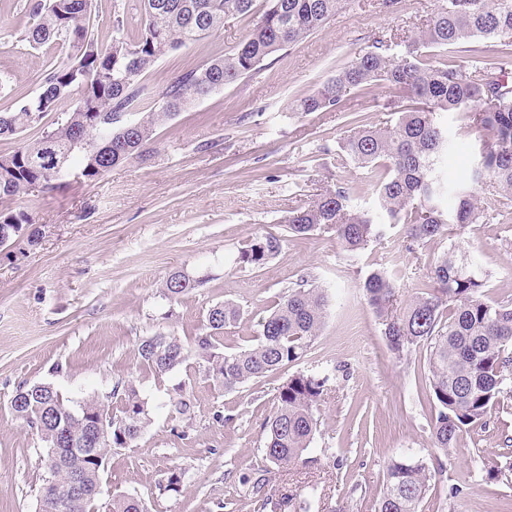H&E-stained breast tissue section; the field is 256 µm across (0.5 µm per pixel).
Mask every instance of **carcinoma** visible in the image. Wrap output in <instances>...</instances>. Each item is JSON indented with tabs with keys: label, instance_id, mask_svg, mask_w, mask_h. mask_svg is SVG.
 Segmentation results:
<instances>
[{
	"label": "carcinoma",
	"instance_id": "carcinoma-1",
	"mask_svg": "<svg viewBox=\"0 0 512 512\" xmlns=\"http://www.w3.org/2000/svg\"><path fill=\"white\" fill-rule=\"evenodd\" d=\"M345 0H143L140 17L114 10L112 41L103 47L89 30L92 0H28L33 22L11 34L12 45L39 49L62 42L70 54L47 73L40 91L14 111L0 113V138L17 136L37 124L31 115L57 114L55 126L31 143L0 155V225L33 223L31 215L7 202L44 191L62 179L33 161L53 151L61 168L92 181L112 166L150 157L156 129L180 112L242 78L256 73L283 47L321 28ZM252 19L245 40L228 54L189 71L164 89L142 80L173 50L188 47L224 26V19ZM135 34H130V31ZM475 39L497 44L489 55L467 67L451 58L426 53ZM379 41L336 70L311 95L295 101L304 114L340 112L344 135L337 157L342 166L365 172L373 183L376 209L352 203L341 183L324 189L289 211L285 223L298 235L330 230L349 254H359L395 224L408 225L411 241L423 244L452 236L484 218L512 223V0H441L425 26L404 40L399 57ZM385 85L413 102L394 106V122L379 126L369 116L345 111V98H369ZM76 103H71V100ZM462 112L484 135L475 181L499 195L500 207L488 214L476 188L448 183L441 164L448 157L443 114ZM282 239L257 236L238 252L237 263L263 268L281 249ZM490 274L473 268L450 249L429 268V285L399 306L395 280L379 270L362 283L388 350L402 360L413 348L429 349L430 389L434 405L431 438L443 454L461 433L486 422L493 406L512 398V300L483 299ZM204 280L182 270L169 275L162 294L178 300ZM328 299L325 289L303 279L289 288L258 323L256 342L224 350V333L241 318L240 306L224 301L211 306L205 332L186 344L174 334L145 336L137 344L139 367L161 378L184 369L187 377L205 373L226 391H234L299 361L321 333ZM330 380L326 373L297 371L277 390L265 424V460L278 468L297 464L317 429V413ZM188 382L175 385L170 399L175 417L192 420L194 403ZM10 409L43 442L44 466L52 470L54 502L45 511V488L36 512H147L142 500L117 494L100 503L101 473L118 448L131 447L151 424L147 401L133 382L123 385L119 405L90 397L74 409L51 382L16 387ZM112 426V435L88 442L96 425ZM487 478L512 481V461L483 462ZM437 471L423 461L393 460L373 512H421ZM79 477L84 498L73 500Z\"/></svg>",
	"mask_w": 512,
	"mask_h": 512
}]
</instances>
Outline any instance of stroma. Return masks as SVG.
<instances>
[{"label": "stroma", "instance_id": "obj_1", "mask_svg": "<svg viewBox=\"0 0 512 512\" xmlns=\"http://www.w3.org/2000/svg\"><path fill=\"white\" fill-rule=\"evenodd\" d=\"M26 0H0V112L34 96L46 74L67 55L61 44L18 49L3 35L28 25ZM439 0H398L393 12L377 0H346L320 30L266 60L261 70L196 104L159 127L146 162L112 167L94 181L67 179L53 192L16 201L34 218L40 240L18 237L0 246V512H35L46 475L42 444L16 419L9 400L21 384L54 383L72 403L112 402L116 385L134 382L148 401L152 423L134 447L114 450L102 501L129 493L148 512H293L285 497L321 496L310 512H371L388 461L411 458L442 466L423 512H512V483L487 480L482 460L512 456V400L493 411L485 429L460 436L438 457L431 442L429 353L407 359L389 352L360 285L375 269L392 276L401 301L424 289L429 266L457 248L490 272L484 298L512 299V246L499 224H470L459 235L409 251L402 227L360 255L343 251L333 233L292 236L284 218L323 187L343 182L355 204L370 209L375 191L364 172L339 169L336 113L294 112L338 66L376 41L397 45L425 23ZM247 19L225 18L219 30L164 56L146 82L165 86L231 51L245 38ZM456 145L448 173L470 181L478 134L464 115L447 117ZM275 235L280 252L261 269L235 262L252 238ZM184 270L203 286L169 300L161 286ZM328 295L325 326L305 356L280 372L232 391L194 375L195 416L185 435L173 433L170 399L186 378L142 371L135 349L142 337L172 333L190 341L202 333L207 310L232 300L242 316L224 335L226 350L251 344L258 321L300 279ZM342 368L330 380L307 450L308 463L272 472L265 487L274 506L246 495L241 474L263 464L264 423L278 386L300 370ZM223 411L224 421L214 412ZM185 473L180 492L166 491L171 468Z\"/></svg>", "mask_w": 512, "mask_h": 512}]
</instances>
